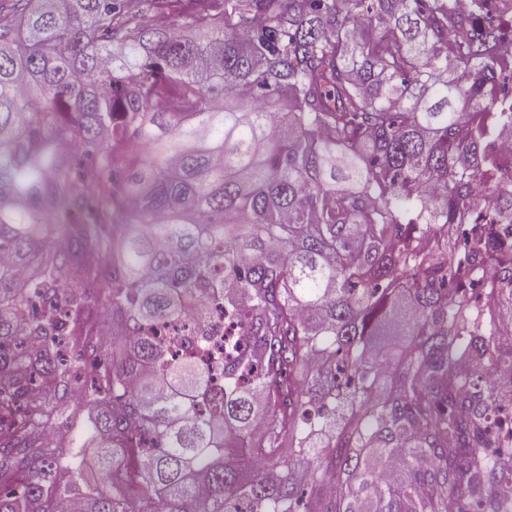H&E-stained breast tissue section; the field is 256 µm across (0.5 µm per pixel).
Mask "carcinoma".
Wrapping results in <instances>:
<instances>
[{
  "instance_id": "obj_1",
  "label": "carcinoma",
  "mask_w": 512,
  "mask_h": 512,
  "mask_svg": "<svg viewBox=\"0 0 512 512\" xmlns=\"http://www.w3.org/2000/svg\"><path fill=\"white\" fill-rule=\"evenodd\" d=\"M498 4L0 0V512H297L307 490L305 512H448L460 491L512 512L487 430L512 388V236L433 234L512 226ZM212 297L240 329L219 384L150 332L191 312L205 348ZM99 312L139 329L126 356L91 331L63 356ZM81 372L88 492L44 439ZM395 455L399 483L374 469Z\"/></svg>"
}]
</instances>
